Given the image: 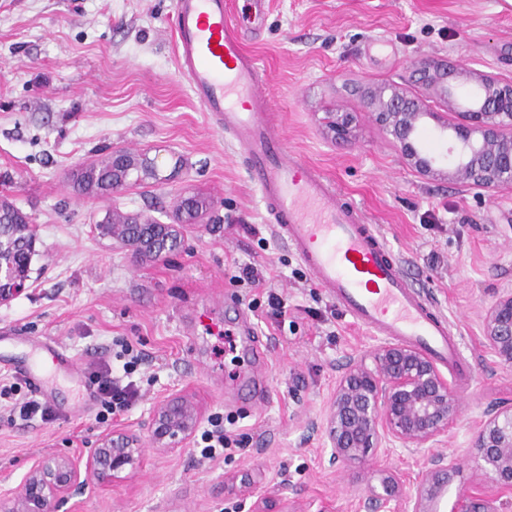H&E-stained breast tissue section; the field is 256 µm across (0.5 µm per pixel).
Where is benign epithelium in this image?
Here are the masks:
<instances>
[{"mask_svg": "<svg viewBox=\"0 0 512 512\" xmlns=\"http://www.w3.org/2000/svg\"><path fill=\"white\" fill-rule=\"evenodd\" d=\"M419 82L448 103L458 122L443 127L453 156L448 175L465 187L496 190L512 187V81L492 75L460 71L446 63L428 61L417 69ZM478 86L471 100L458 97V78ZM375 122L392 136L401 154L415 169L428 175L436 171L437 159L419 146V129L435 113L389 84L364 94ZM112 237L135 256L161 258L166 250L156 249L144 237ZM0 300L26 291L27 280L13 279L1 287ZM483 336L498 363L512 368V289L500 293L486 309ZM459 416V404L435 363L409 346L382 342L373 351L352 361L336 381L322 430L324 447L334 461L361 463L377 450L404 448L419 453L448 439ZM200 412L184 396L160 400L149 424L153 447L174 453L194 436ZM476 457L497 496L486 498L459 495L448 512H502L512 494V405L488 411L473 436ZM144 442L140 434L114 426L98 440L85 457H42L34 461L19 490L0 491V512H58L60 504L79 486H115L142 468ZM456 471L454 460L444 454L430 458L418 472L412 491L403 493V477L393 471L378 474L379 486H371L364 507L372 512H442L448 477ZM251 512H306L286 498L258 497Z\"/></svg>", "mask_w": 512, "mask_h": 512, "instance_id": "7a95c632", "label": "benign epithelium"}]
</instances>
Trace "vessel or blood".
I'll return each instance as SVG.
<instances>
[{"label": "vessel or blood", "instance_id": "vessel-or-blood-1", "mask_svg": "<svg viewBox=\"0 0 512 512\" xmlns=\"http://www.w3.org/2000/svg\"><path fill=\"white\" fill-rule=\"evenodd\" d=\"M225 5L226 0H174L176 63L203 110L216 116L244 154L275 235L358 321L443 364L454 363L446 321L421 302L377 230L361 223L314 168L286 159L282 136L267 113L257 60ZM29 346L50 357L51 370L74 374V359L56 343L33 340Z\"/></svg>", "mask_w": 512, "mask_h": 512}]
</instances>
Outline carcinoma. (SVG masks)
<instances>
[{"label":"carcinoma","instance_id":"cac0c4a2","mask_svg":"<svg viewBox=\"0 0 512 512\" xmlns=\"http://www.w3.org/2000/svg\"><path fill=\"white\" fill-rule=\"evenodd\" d=\"M131 172L123 169L112 175V155L81 165L70 176L73 188L79 192L110 195L112 182L129 180ZM123 224L131 235H145L153 231L151 222L138 215H121L109 211L98 222L96 229L103 237H112V225ZM36 250V230L27 214L6 198L0 199V269L5 276H27Z\"/></svg>","mask_w":512,"mask_h":512}]
</instances>
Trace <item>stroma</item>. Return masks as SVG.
Wrapping results in <instances>:
<instances>
[{
    "instance_id": "obj_1",
    "label": "stroma",
    "mask_w": 512,
    "mask_h": 512,
    "mask_svg": "<svg viewBox=\"0 0 512 512\" xmlns=\"http://www.w3.org/2000/svg\"><path fill=\"white\" fill-rule=\"evenodd\" d=\"M173 24L174 0H0V198L29 215L38 237L28 290L0 304V334L59 343L83 376L127 340L142 356L140 396L117 424L146 433L155 403L185 394L202 417L223 413L238 441L210 461L190 447H146L142 470L115 487L77 488L59 512H250L251 499L231 489L245 476L268 496L360 512L376 470L411 477L430 456L400 448L364 464L330 462L316 425L349 359L384 337L274 235L245 157L176 69ZM243 33L289 157L358 208L423 303L447 318L459 366L445 376L461 404L443 448L459 465L448 493L483 489L474 428L512 403V369L498 365L482 332L496 293L512 289V188L420 175L362 92L395 83L420 97L434 114L427 146L446 154L442 127L455 115L415 69L443 60L512 81V0H269ZM332 112L348 113L347 140L329 128ZM117 149L154 158L164 182L104 197L73 191L72 170ZM197 191L209 220L184 227L183 244L164 258H134L93 230L110 210L172 223L176 197ZM241 264L263 284L235 281ZM272 293L288 306L284 323L271 315ZM242 319L264 345L255 368L225 339ZM251 369L263 395L236 398V380ZM82 378L48 376L52 422L0 419V488L19 489L34 458L95 448L106 427Z\"/></svg>"
}]
</instances>
